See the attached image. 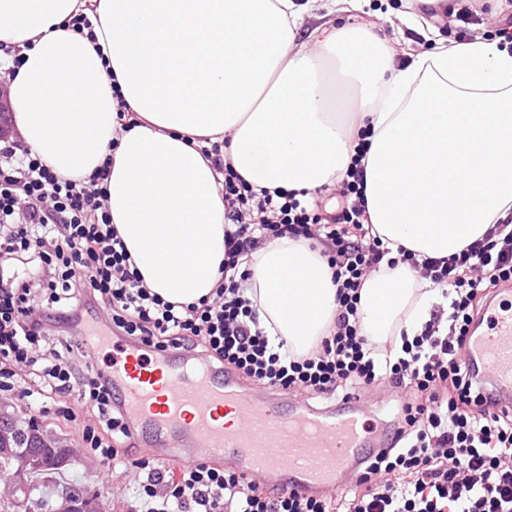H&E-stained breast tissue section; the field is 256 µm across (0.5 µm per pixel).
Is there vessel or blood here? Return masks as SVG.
Segmentation results:
<instances>
[{"mask_svg":"<svg viewBox=\"0 0 512 512\" xmlns=\"http://www.w3.org/2000/svg\"><path fill=\"white\" fill-rule=\"evenodd\" d=\"M489 318L470 357L485 362L500 393L498 409L512 413V310H493ZM83 345L95 355L111 349L104 370L132 425L161 443L166 457L185 463L201 452L275 487L337 491L388 427L354 397L336 413L299 404L278 409L274 397L255 396L229 373L176 350L157 354L138 340L109 336L98 320L87 324Z\"/></svg>","mask_w":512,"mask_h":512,"instance_id":"obj_1","label":"vessel or blood"}]
</instances>
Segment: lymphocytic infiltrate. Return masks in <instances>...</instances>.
I'll use <instances>...</instances> for the list:
<instances>
[{"instance_id":"obj_1","label":"lymphocytic infiltrate","mask_w":512,"mask_h":512,"mask_svg":"<svg viewBox=\"0 0 512 512\" xmlns=\"http://www.w3.org/2000/svg\"><path fill=\"white\" fill-rule=\"evenodd\" d=\"M104 179L101 170L81 181L62 178L16 142L0 143V392L71 420L73 409L57 403L78 391L95 417L82 429L85 448L104 465L117 462L112 442L129 437V420L77 334L84 313L101 306L112 335L157 352L205 353L272 389L322 397L382 385L404 397L391 442L336 495L277 492L206 462L172 468L141 457L130 465L141 474L144 512H512V415L496 412L477 370L465 363L479 301L512 284L511 222L492 225L447 257L419 260L403 248L393 257L368 222L361 156L339 183L343 206L334 215L293 192L254 191L228 167L222 280L212 296L185 306L151 293L131 268ZM288 234L324 245L336 285L335 331L302 358L271 345L240 269L263 241ZM400 262L442 288L448 309L434 311L394 356L360 336L357 313L365 279ZM51 319L63 336L48 337ZM24 373L33 375V386H17ZM161 485L166 495H159Z\"/></svg>"}]
</instances>
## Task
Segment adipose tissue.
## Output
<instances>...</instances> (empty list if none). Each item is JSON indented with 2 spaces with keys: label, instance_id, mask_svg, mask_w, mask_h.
<instances>
[{
  "label": "adipose tissue",
  "instance_id": "1",
  "mask_svg": "<svg viewBox=\"0 0 512 512\" xmlns=\"http://www.w3.org/2000/svg\"><path fill=\"white\" fill-rule=\"evenodd\" d=\"M319 0H0L20 141L57 174L107 171L108 211L142 283L165 301L208 297L224 264L220 145L253 189L314 194L365 141L366 211L390 249L446 257L512 216V43L437 36L395 65L376 33L315 23ZM84 14L92 36L67 29ZM313 19L305 28V19ZM127 105L134 127L117 133ZM262 327L288 353L336 323L322 246L283 236L245 257ZM362 336L399 353L438 288L409 263L360 290Z\"/></svg>",
  "mask_w": 512,
  "mask_h": 512
}]
</instances>
